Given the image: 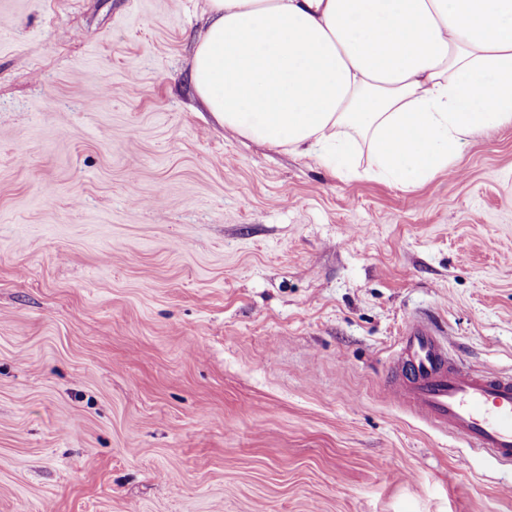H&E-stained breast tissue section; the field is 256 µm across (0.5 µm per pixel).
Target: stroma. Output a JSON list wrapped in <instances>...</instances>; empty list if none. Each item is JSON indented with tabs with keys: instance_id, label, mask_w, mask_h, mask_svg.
I'll list each match as a JSON object with an SVG mask.
<instances>
[{
	"instance_id": "35a3bbf8",
	"label": "stroma",
	"mask_w": 512,
	"mask_h": 512,
	"mask_svg": "<svg viewBox=\"0 0 512 512\" xmlns=\"http://www.w3.org/2000/svg\"><path fill=\"white\" fill-rule=\"evenodd\" d=\"M206 0H0V512H512L383 389L512 372V124L412 190L226 132Z\"/></svg>"
}]
</instances>
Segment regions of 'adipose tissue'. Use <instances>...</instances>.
Returning <instances> with one entry per match:
<instances>
[{
	"instance_id": "obj_1",
	"label": "adipose tissue",
	"mask_w": 512,
	"mask_h": 512,
	"mask_svg": "<svg viewBox=\"0 0 512 512\" xmlns=\"http://www.w3.org/2000/svg\"><path fill=\"white\" fill-rule=\"evenodd\" d=\"M191 77L235 135L403 189L512 123V0H207Z\"/></svg>"
}]
</instances>
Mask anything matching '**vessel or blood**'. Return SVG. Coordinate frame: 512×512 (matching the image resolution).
<instances>
[{
    "mask_svg": "<svg viewBox=\"0 0 512 512\" xmlns=\"http://www.w3.org/2000/svg\"><path fill=\"white\" fill-rule=\"evenodd\" d=\"M384 385L421 422L512 462V375L457 365L431 316L409 320Z\"/></svg>",
    "mask_w": 512,
    "mask_h": 512,
    "instance_id": "obj_1",
    "label": "vessel or blood"
}]
</instances>
